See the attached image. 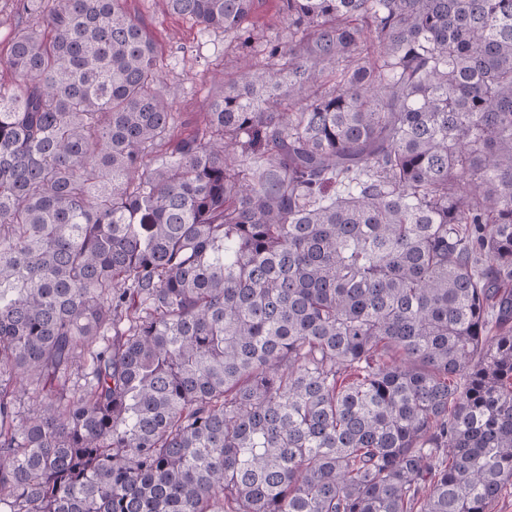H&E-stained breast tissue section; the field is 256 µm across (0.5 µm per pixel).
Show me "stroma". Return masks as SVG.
<instances>
[{
    "mask_svg": "<svg viewBox=\"0 0 512 512\" xmlns=\"http://www.w3.org/2000/svg\"><path fill=\"white\" fill-rule=\"evenodd\" d=\"M125 8L145 24L157 43L158 72L179 131L193 132L211 91L238 67L231 36L162 12L158 0H126Z\"/></svg>",
    "mask_w": 512,
    "mask_h": 512,
    "instance_id": "stroma-1",
    "label": "stroma"
}]
</instances>
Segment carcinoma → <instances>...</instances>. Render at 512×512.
I'll use <instances>...</instances> for the list:
<instances>
[{
	"label": "carcinoma",
	"mask_w": 512,
	"mask_h": 512,
	"mask_svg": "<svg viewBox=\"0 0 512 512\" xmlns=\"http://www.w3.org/2000/svg\"><path fill=\"white\" fill-rule=\"evenodd\" d=\"M125 2L12 0L0 512H486L512 0H161L244 50L186 136ZM254 18L260 28H282L278 0H255Z\"/></svg>",
	"instance_id": "carcinoma-1"
}]
</instances>
